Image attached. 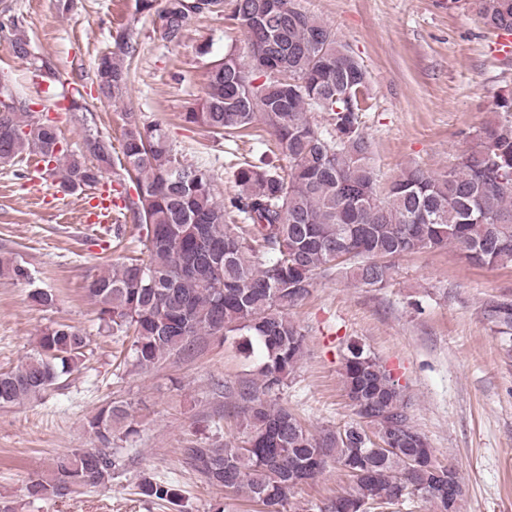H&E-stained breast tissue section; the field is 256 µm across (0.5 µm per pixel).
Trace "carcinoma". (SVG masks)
Masks as SVG:
<instances>
[{"label":"carcinoma","mask_w":512,"mask_h":512,"mask_svg":"<svg viewBox=\"0 0 512 512\" xmlns=\"http://www.w3.org/2000/svg\"><path fill=\"white\" fill-rule=\"evenodd\" d=\"M474 2L485 26L512 35V0ZM134 9L162 18L161 38L177 43L190 20L224 12V0H164L160 8L157 0H134ZM0 19L8 22L0 25V39L14 57L56 81V64L35 55L10 5L0 8ZM227 20L246 35L248 59L228 51L206 63L202 96L183 121L230 137L260 121L275 151L238 165V193L224 205L216 200L211 169L182 163L160 127L124 113L120 166L128 186L117 199L144 231L147 259L88 273L86 295L101 324L132 333L130 350L141 369L173 353L190 356L208 336L239 339L254 360L259 381L236 392L242 436L184 449V463L202 482L259 503L263 512H287L300 485L336 467L347 473L349 488L308 512H401L416 499L428 512H458L465 492L459 469L436 458L413 425L399 384L371 352L346 346L342 380L354 418L341 428L314 435L271 395L304 353V331L289 310L310 295L319 276L336 273L379 288L396 259L448 246L473 265H512V120L487 122L443 173L406 169L381 195L361 126L362 102L355 100L367 73L336 31L296 0H232ZM134 55L127 35L113 36L95 59L98 96L124 98ZM0 97L11 101L0 111L1 163L35 156L72 192L95 188L113 167L108 137L88 133L87 155L78 154L50 120L28 119L26 102L5 78ZM312 111L322 113L323 123L311 120ZM229 210L240 223H226ZM0 277L29 280L31 274L16 257L1 255ZM482 315L511 354L512 300L492 298ZM86 346L77 328L46 326L35 355L0 373V406L51 389L78 368ZM89 427L101 447L58 455L49 474L29 477V498H64L112 482L119 468L112 436L135 432L132 414L113 402ZM450 483L458 489L451 498ZM140 494L177 498L166 483L151 480L140 484Z\"/></svg>","instance_id":"carcinoma-1"}]
</instances>
